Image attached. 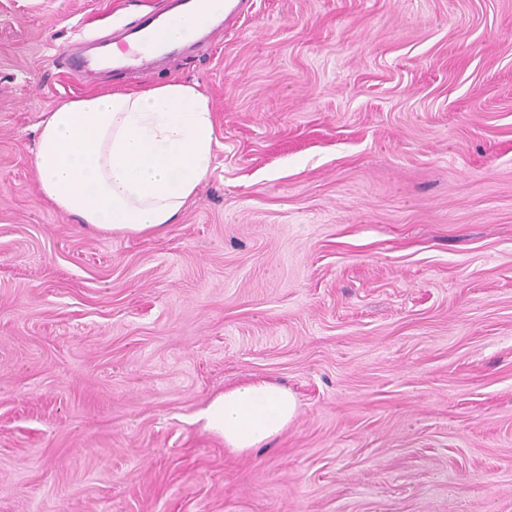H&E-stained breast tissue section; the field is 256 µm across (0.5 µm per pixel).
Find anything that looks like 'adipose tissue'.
Here are the masks:
<instances>
[{
  "label": "adipose tissue",
  "mask_w": 512,
  "mask_h": 512,
  "mask_svg": "<svg viewBox=\"0 0 512 512\" xmlns=\"http://www.w3.org/2000/svg\"><path fill=\"white\" fill-rule=\"evenodd\" d=\"M33 169L44 200L85 227L156 237L177 223L215 158L214 114L179 81L90 93L45 112ZM297 414L295 396L258 380L213 397L198 419L235 453L268 444Z\"/></svg>",
  "instance_id": "obj_1"
}]
</instances>
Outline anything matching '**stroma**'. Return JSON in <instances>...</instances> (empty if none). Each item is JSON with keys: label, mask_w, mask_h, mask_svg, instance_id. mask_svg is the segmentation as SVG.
<instances>
[{"label": "stroma", "mask_w": 512, "mask_h": 512, "mask_svg": "<svg viewBox=\"0 0 512 512\" xmlns=\"http://www.w3.org/2000/svg\"><path fill=\"white\" fill-rule=\"evenodd\" d=\"M167 2L0 0V512H512V0H248L63 68ZM170 79L216 146L163 236L41 198L42 112ZM255 379L298 412L238 455L196 416ZM159 27L156 16L143 17L134 38L119 43L124 55L118 61L123 69L137 72L155 64L160 46L155 34Z\"/></svg>", "instance_id": "35a3bbf8"}]
</instances>
